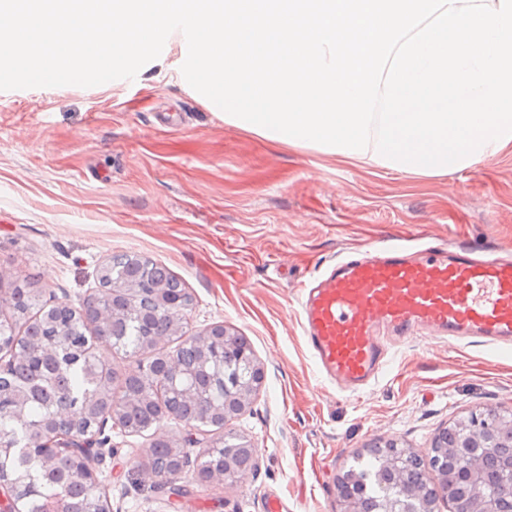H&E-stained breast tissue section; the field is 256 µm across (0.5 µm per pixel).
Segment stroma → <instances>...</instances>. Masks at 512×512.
<instances>
[{"label": "stroma", "mask_w": 512, "mask_h": 512, "mask_svg": "<svg viewBox=\"0 0 512 512\" xmlns=\"http://www.w3.org/2000/svg\"><path fill=\"white\" fill-rule=\"evenodd\" d=\"M512 250V144L440 177L388 174L225 125L176 80L151 70L89 88L0 91V272L36 282L40 302L78 308L100 265L136 254L192 293L183 333L215 323L249 341L264 371L251 407L228 428L254 448L240 482L177 486L134 479L156 434L109 431L97 476L112 512H260L267 493L288 512H340L336 477L377 442L427 455L470 412L512 409V350L399 341L358 393L320 373L296 290L336 256L399 236Z\"/></svg>", "instance_id": "obj_1"}]
</instances>
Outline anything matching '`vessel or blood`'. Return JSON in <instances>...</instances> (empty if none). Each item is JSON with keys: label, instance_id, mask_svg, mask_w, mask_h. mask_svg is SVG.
I'll use <instances>...</instances> for the list:
<instances>
[{"label": "vessel or blood", "instance_id": "1", "mask_svg": "<svg viewBox=\"0 0 512 512\" xmlns=\"http://www.w3.org/2000/svg\"><path fill=\"white\" fill-rule=\"evenodd\" d=\"M320 371L362 391L392 341L425 335L512 348V254L450 244L358 246L298 290Z\"/></svg>", "mask_w": 512, "mask_h": 512}]
</instances>
